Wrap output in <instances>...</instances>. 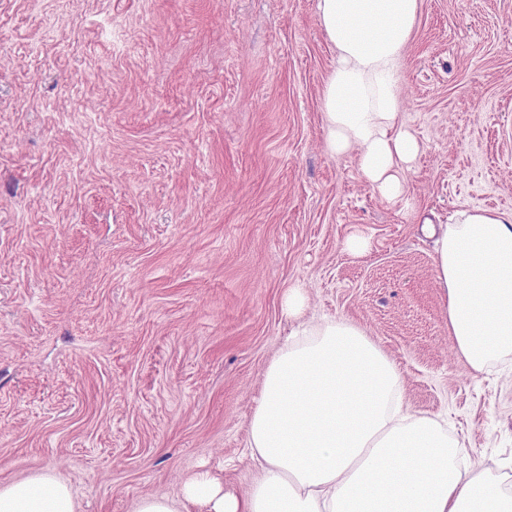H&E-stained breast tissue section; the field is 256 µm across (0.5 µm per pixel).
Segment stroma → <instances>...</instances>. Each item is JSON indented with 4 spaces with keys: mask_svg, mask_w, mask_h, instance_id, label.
Returning <instances> with one entry per match:
<instances>
[{
    "mask_svg": "<svg viewBox=\"0 0 512 512\" xmlns=\"http://www.w3.org/2000/svg\"><path fill=\"white\" fill-rule=\"evenodd\" d=\"M333 63L316 0H0V487L50 474L76 512L204 469L247 492L298 284L307 316L365 329L410 413L512 463V363L447 354L422 230L512 213V0H423L410 207L325 152Z\"/></svg>",
    "mask_w": 512,
    "mask_h": 512,
    "instance_id": "stroma-1",
    "label": "stroma"
}]
</instances>
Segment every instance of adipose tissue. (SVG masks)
<instances>
[{"mask_svg":"<svg viewBox=\"0 0 512 512\" xmlns=\"http://www.w3.org/2000/svg\"><path fill=\"white\" fill-rule=\"evenodd\" d=\"M422 0H317L336 51L322 88L324 147L357 151L362 177L390 204L420 152L401 122L402 71ZM435 271L457 356L483 373L512 355V214L456 211L436 239ZM302 288L281 309L291 328L267 365L248 421L260 478L247 497L210 472L136 512H512V487L461 466L464 444L430 417L402 412L400 373L348 322L305 319ZM0 512H75L70 487L44 474L0 487Z\"/></svg>","mask_w":512,"mask_h":512,"instance_id":"ef3b65f1","label":"adipose tissue"}]
</instances>
